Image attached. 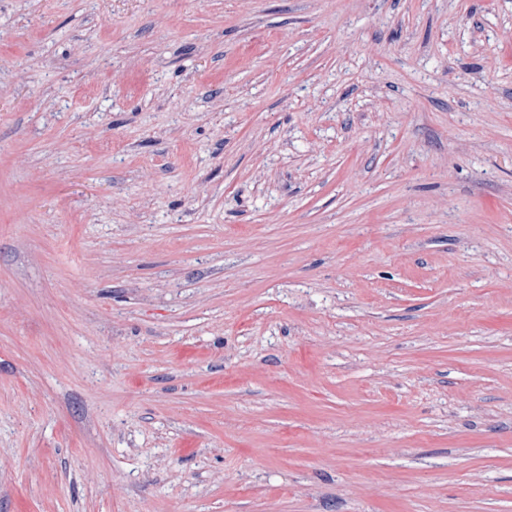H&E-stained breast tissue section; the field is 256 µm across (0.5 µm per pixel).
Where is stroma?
I'll return each instance as SVG.
<instances>
[{"instance_id": "35a3bbf8", "label": "stroma", "mask_w": 512, "mask_h": 512, "mask_svg": "<svg viewBox=\"0 0 512 512\" xmlns=\"http://www.w3.org/2000/svg\"><path fill=\"white\" fill-rule=\"evenodd\" d=\"M0 512H512V0H0Z\"/></svg>"}]
</instances>
